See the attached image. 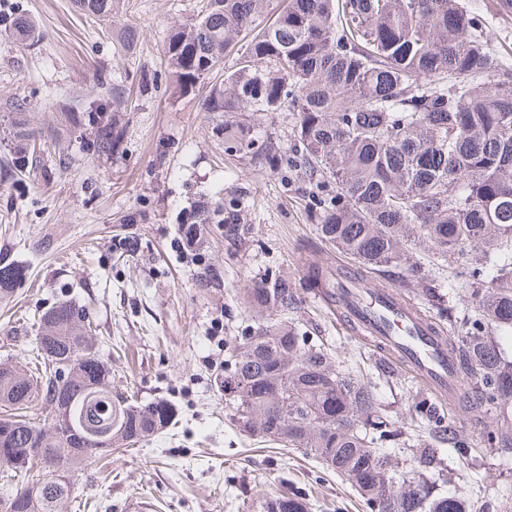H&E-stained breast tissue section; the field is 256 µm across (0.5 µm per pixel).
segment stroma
<instances>
[{"label": "stroma", "mask_w": 512, "mask_h": 512, "mask_svg": "<svg viewBox=\"0 0 512 512\" xmlns=\"http://www.w3.org/2000/svg\"><path fill=\"white\" fill-rule=\"evenodd\" d=\"M199 0H123L119 14L100 21L79 13L72 0H0V103L26 98L27 118L45 145L35 168L0 180V258L27 270L12 297L0 303V360L33 357L32 322L60 299L87 309L100 349L112 365V389L135 400L158 397L180 410L167 433L86 466L75 490L79 512H255L264 498L305 489L311 512H367L342 476L297 449L280 450L245 436L224 415L214 376L224 366V342L237 335V297L267 270L301 286L310 262L345 264L342 253L316 238L306 203L311 186L295 175L254 171L248 159L228 160L212 136L200 93L173 96L162 61L168 28L196 15ZM32 17L40 41L23 49L5 17ZM140 31L122 51L116 29ZM152 87L137 91L142 80ZM100 82L129 90L121 113L119 153L93 154L90 134L78 124V89ZM223 192L244 205L253 240L228 249L211 234L196 257L181 245L180 218L201 197ZM220 277L198 287L202 265ZM307 312L339 360L370 371L377 345L348 331L339 316ZM444 491L483 497L512 485V457L479 456L461 467L443 448Z\"/></svg>", "instance_id": "stroma-1"}]
</instances>
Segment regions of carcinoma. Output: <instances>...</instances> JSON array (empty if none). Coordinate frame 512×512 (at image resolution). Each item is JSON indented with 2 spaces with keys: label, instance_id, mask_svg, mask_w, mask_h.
Masks as SVG:
<instances>
[{
  "label": "carcinoma",
  "instance_id": "1",
  "mask_svg": "<svg viewBox=\"0 0 512 512\" xmlns=\"http://www.w3.org/2000/svg\"><path fill=\"white\" fill-rule=\"evenodd\" d=\"M84 15L111 19L120 0H73ZM14 40L38 43L33 20L9 23ZM240 48L224 78L211 71ZM512 51L492 44L488 29L461 0H202L191 19L172 25L164 64L175 93L209 80L203 109L222 120L213 127L227 155L250 154L260 164L300 168L319 186L316 234L353 261L361 280L383 274L411 288L433 310L430 328L467 378L458 399L481 430L486 454L512 453ZM79 121L93 152L111 155L121 144L112 102L93 86ZM292 113L291 154L281 153L264 126L273 112ZM11 158L0 175L33 164L35 131L14 122ZM238 203L204 204L192 224H214L230 246L243 244L250 224H227ZM470 248L464 275L470 302L462 305L437 287L453 273L455 256ZM343 267L312 263L306 291L336 310ZM24 268L0 262V301L14 293ZM250 324L224 343V375L216 386L232 424L273 445L303 448L345 477L370 512H488L487 502L438 491L441 448L469 458L461 436L438 400L409 393L408 413L388 410L376 380L401 382L391 358L372 372L341 368L323 337L288 315L303 297L288 276L265 272L240 297ZM40 370L0 361V512H68L75 477L96 459V434L112 427L119 451L165 433L179 409L165 398L142 404L112 394V365L100 353L83 307L70 300L38 318ZM35 401L63 402L72 424H49L22 413ZM408 440L409 459L384 444ZM45 473L31 485L12 478ZM263 512H309L300 491L261 504Z\"/></svg>",
  "mask_w": 512,
  "mask_h": 512
}]
</instances>
